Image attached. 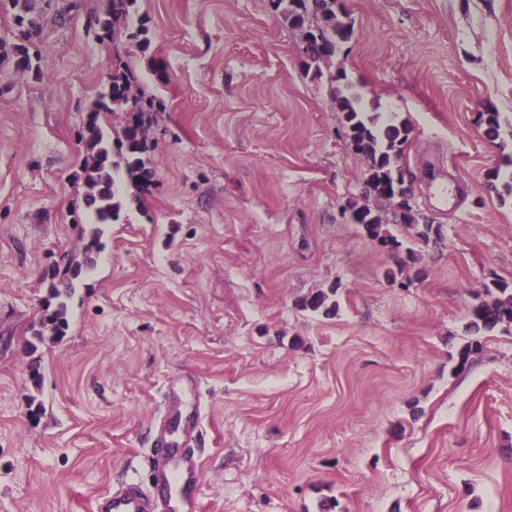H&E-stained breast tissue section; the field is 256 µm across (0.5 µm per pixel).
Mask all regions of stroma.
<instances>
[{
    "instance_id": "obj_1",
    "label": "stroma",
    "mask_w": 512,
    "mask_h": 512,
    "mask_svg": "<svg viewBox=\"0 0 512 512\" xmlns=\"http://www.w3.org/2000/svg\"><path fill=\"white\" fill-rule=\"evenodd\" d=\"M35 3L37 70L0 65V512L146 482L182 373L204 395L202 512H512V331L459 358L484 287L512 284V199L488 181L512 133L478 121L512 118V0H338L332 67L410 126L411 205L441 228L395 282L344 211L366 164L269 0H137L141 45L99 39L110 0ZM117 59L161 104L151 181L41 342L88 241L86 122Z\"/></svg>"
}]
</instances>
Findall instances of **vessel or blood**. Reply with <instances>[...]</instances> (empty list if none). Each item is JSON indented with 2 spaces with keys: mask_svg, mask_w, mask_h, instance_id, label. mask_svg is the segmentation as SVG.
I'll use <instances>...</instances> for the list:
<instances>
[{
  "mask_svg": "<svg viewBox=\"0 0 512 512\" xmlns=\"http://www.w3.org/2000/svg\"><path fill=\"white\" fill-rule=\"evenodd\" d=\"M202 407L167 413L153 431L147 484L129 481L96 503L95 512H201L195 442Z\"/></svg>",
  "mask_w": 512,
  "mask_h": 512,
  "instance_id": "1",
  "label": "vessel or blood"
}]
</instances>
